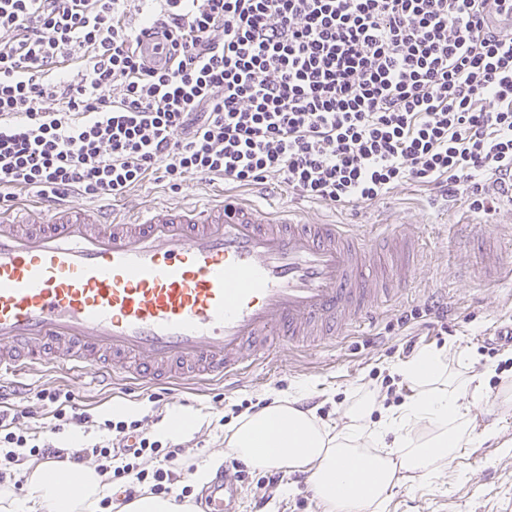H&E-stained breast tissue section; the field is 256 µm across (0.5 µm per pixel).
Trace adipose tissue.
I'll use <instances>...</instances> for the list:
<instances>
[{"label":"adipose tissue","instance_id":"1","mask_svg":"<svg viewBox=\"0 0 512 512\" xmlns=\"http://www.w3.org/2000/svg\"><path fill=\"white\" fill-rule=\"evenodd\" d=\"M400 371L412 393L379 427L365 422L375 406L371 400L358 402L342 427L332 428L283 398L241 420L228 447L257 470L308 471L324 512H368L398 484L400 474L429 475L437 461L454 459L474 445L473 418L461 394L474 385L475 376L449 380L444 354L433 348L417 352ZM421 424L434 429L422 442L413 436ZM366 440L374 453H363ZM357 466L368 472L367 481H353ZM111 494V482L96 467H85L65 482L37 469L27 479L23 499H16L11 488H0V512H97Z\"/></svg>","mask_w":512,"mask_h":512}]
</instances>
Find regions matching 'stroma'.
I'll use <instances>...</instances> for the list:
<instances>
[{"instance_id":"obj_1","label":"stroma","mask_w":512,"mask_h":512,"mask_svg":"<svg viewBox=\"0 0 512 512\" xmlns=\"http://www.w3.org/2000/svg\"><path fill=\"white\" fill-rule=\"evenodd\" d=\"M227 190L223 181L205 183L193 175L185 178L177 193L166 183L149 180L118 205L136 210L161 202L205 201ZM239 193L312 221L350 224L363 233L379 224H398L408 235L426 240L428 247L415 262L410 288L361 331L342 330L326 345L274 348L265 359L250 363L235 386H146L125 380L106 387L77 370L40 367L28 372L18 404L36 405L38 387L60 386L72 391L77 407L104 419L111 418L113 405L127 404L129 417L141 420L150 437L170 411L183 410L198 420L190 434L176 440L188 464L201 466L217 453L230 462L234 456L226 451L227 436L238 420L236 406L245 402L268 403L300 395L305 402L317 403L320 423L333 427L342 423L357 398L370 394L377 404L370 420L380 422L385 409L397 407L393 391L404 384L397 372L405 360L403 339L389 326L402 311L437 303L448 309V329L436 335L415 324L417 346L443 350L451 374L483 375L482 397L473 412L479 428L494 430L495 436L452 461L437 462L429 476L400 480L372 512H512V348L493 355L483 349L486 340L512 329V279L486 282L457 274L461 265L475 261L474 252L459 245L457 226L464 222L485 226L506 263L512 265V200L498 197L491 212H479L470 207L466 190L445 199L413 183L372 205L351 210L302 200L274 179L240 188ZM31 424L44 433H57L63 445L76 450L110 437L97 427L55 431V420L46 407ZM261 478V471L250 468L239 480L237 512H323L312 488L298 482L293 473L281 472L274 486L263 485Z\"/></svg>"}]
</instances>
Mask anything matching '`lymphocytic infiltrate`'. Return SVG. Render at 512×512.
Returning a JSON list of instances; mask_svg holds the SVG:
<instances>
[{
	"mask_svg": "<svg viewBox=\"0 0 512 512\" xmlns=\"http://www.w3.org/2000/svg\"><path fill=\"white\" fill-rule=\"evenodd\" d=\"M371 205L417 183L491 210L512 195V0H0V206L32 191L120 199L153 176ZM71 450L0 393V486L88 458L125 495L169 493L186 463L138 421L96 422L36 392Z\"/></svg>",
	"mask_w": 512,
	"mask_h": 512,
	"instance_id": "1",
	"label": "lymphocytic infiltrate"
}]
</instances>
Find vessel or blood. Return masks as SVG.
<instances>
[{
	"label": "vessel or blood",
	"instance_id": "obj_1",
	"mask_svg": "<svg viewBox=\"0 0 512 512\" xmlns=\"http://www.w3.org/2000/svg\"><path fill=\"white\" fill-rule=\"evenodd\" d=\"M392 271L366 235L234 194L105 212L0 210V378L49 360L91 376L234 381L246 354L309 346L408 288L418 241L387 226ZM202 512H236L218 474Z\"/></svg>",
	"mask_w": 512,
	"mask_h": 512
}]
</instances>
